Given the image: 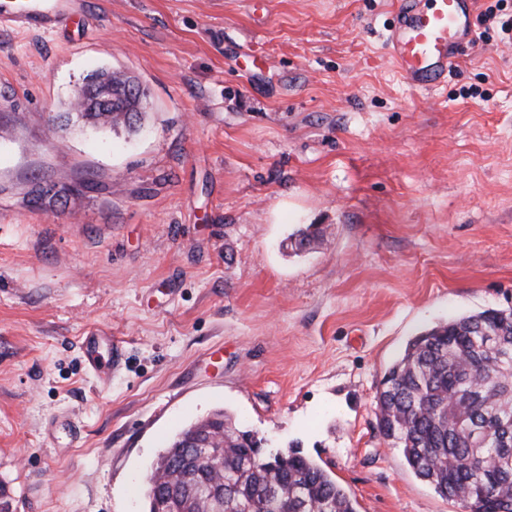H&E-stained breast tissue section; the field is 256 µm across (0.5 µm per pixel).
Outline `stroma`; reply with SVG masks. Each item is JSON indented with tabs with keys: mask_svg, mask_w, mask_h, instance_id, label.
<instances>
[{
	"mask_svg": "<svg viewBox=\"0 0 512 512\" xmlns=\"http://www.w3.org/2000/svg\"><path fill=\"white\" fill-rule=\"evenodd\" d=\"M397 5L85 0L58 32L0 29L15 512H145L168 440L219 409L330 468L357 512H463L383 439L377 391L415 335L512 309V42L418 89L385 43ZM102 68L143 88L140 132L60 126ZM96 335L123 346L112 373L88 367Z\"/></svg>",
	"mask_w": 512,
	"mask_h": 512,
	"instance_id": "35a3bbf8",
	"label": "stroma"
}]
</instances>
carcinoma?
I'll return each instance as SVG.
<instances>
[{"label": "carcinoma", "mask_w": 512, "mask_h": 512, "mask_svg": "<svg viewBox=\"0 0 512 512\" xmlns=\"http://www.w3.org/2000/svg\"><path fill=\"white\" fill-rule=\"evenodd\" d=\"M101 128H131L140 113L126 99L110 112L89 114ZM492 323L500 333L492 344L476 333ZM393 392L380 398L378 425L400 449L413 473L448 496V481H467L512 502V464L500 448L481 447L465 429L448 432L433 423L430 411L453 405L451 424L489 418L507 422L512 445V309L485 310L452 319L413 338L387 371ZM224 445V459L199 455L195 442ZM255 436L222 410L190 424L167 447L165 473L154 476L147 492L181 497L182 512H357L354 501L316 461L292 453L253 457Z\"/></svg>", "instance_id": "cac0c4a2"}]
</instances>
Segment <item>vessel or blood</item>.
Wrapping results in <instances>:
<instances>
[{"mask_svg":"<svg viewBox=\"0 0 512 512\" xmlns=\"http://www.w3.org/2000/svg\"><path fill=\"white\" fill-rule=\"evenodd\" d=\"M80 0H0V26L16 31L54 32L65 27ZM475 0H400L386 42L400 75L414 86L434 91L447 82L462 47L474 34ZM88 365L116 366L119 348L101 337L86 339ZM106 355H99V345Z\"/></svg>","mask_w":512,"mask_h":512,"instance_id":"1","label":"vessel or blood"}]
</instances>
